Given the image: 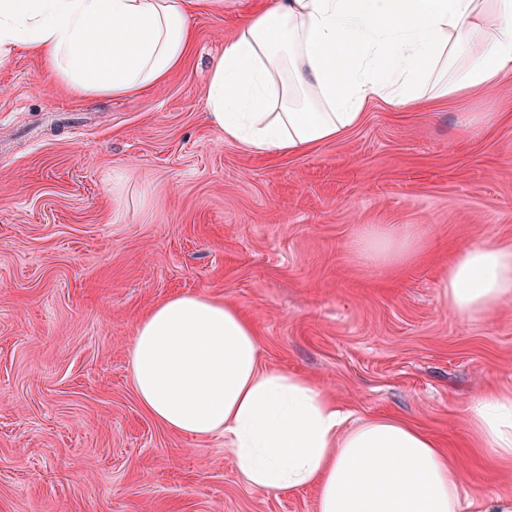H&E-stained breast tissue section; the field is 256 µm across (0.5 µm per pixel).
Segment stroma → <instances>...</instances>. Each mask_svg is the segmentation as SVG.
I'll list each match as a JSON object with an SVG mask.
<instances>
[{
  "label": "stroma",
  "instance_id": "obj_1",
  "mask_svg": "<svg viewBox=\"0 0 512 512\" xmlns=\"http://www.w3.org/2000/svg\"><path fill=\"white\" fill-rule=\"evenodd\" d=\"M257 5L199 15L184 67L135 95L76 98L36 57L0 64V512H317L314 489L248 488L223 436L140 406L135 323L183 292L236 305L263 365L342 410L428 431L471 495H512V459L489 464L467 412L512 386V301L469 320L441 290L473 241L512 246V82L376 100L339 140L257 154L206 117L208 64ZM375 228L417 245L371 258Z\"/></svg>",
  "mask_w": 512,
  "mask_h": 512
}]
</instances>
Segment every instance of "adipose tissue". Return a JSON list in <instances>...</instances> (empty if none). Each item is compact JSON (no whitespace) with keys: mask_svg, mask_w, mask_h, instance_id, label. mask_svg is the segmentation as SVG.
I'll use <instances>...</instances> for the list:
<instances>
[{"mask_svg":"<svg viewBox=\"0 0 512 512\" xmlns=\"http://www.w3.org/2000/svg\"><path fill=\"white\" fill-rule=\"evenodd\" d=\"M222 0H0V59L37 54L72 96L144 92L181 69L194 7ZM207 119L258 154L341 138L367 104L491 93L512 76V0H264L211 60ZM471 319L512 300V247L483 237L443 282ZM130 378L164 428L220 435L248 487H315L318 512H512V496L470 498L424 429L353 418L309 379L260 362L234 305L170 296L138 321ZM469 418L495 459L512 457V387Z\"/></svg>","mask_w":512,"mask_h":512,"instance_id":"1","label":"adipose tissue"}]
</instances>
